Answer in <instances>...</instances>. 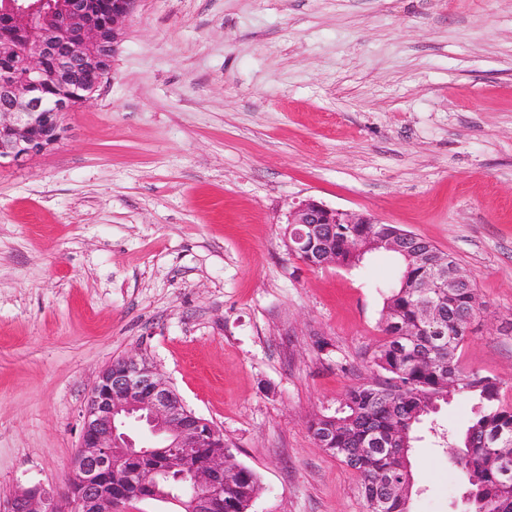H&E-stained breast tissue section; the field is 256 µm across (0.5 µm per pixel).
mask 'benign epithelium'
<instances>
[{
    "label": "benign epithelium",
    "mask_w": 512,
    "mask_h": 512,
    "mask_svg": "<svg viewBox=\"0 0 512 512\" xmlns=\"http://www.w3.org/2000/svg\"><path fill=\"white\" fill-rule=\"evenodd\" d=\"M138 0H113L107 22L92 16L87 0H3L0 12L25 32L14 48L20 65L0 72V166L21 165L63 138L64 116L74 110L76 89L88 100L110 71L102 52L117 49ZM43 87L53 89L49 98ZM370 214L331 208L315 199L288 211V250L310 269L337 266L325 260L316 240L336 239L338 224H376ZM143 424L149 438L138 442L129 424ZM224 437L184 403L156 365L139 353L106 365L81 416L79 445L67 492L58 497L38 489L17 492L8 512H120L128 503L112 474L141 488L145 499L171 503L180 512H224V482L234 456L206 444ZM149 453L155 464L124 467Z\"/></svg>",
    "instance_id": "1"
}]
</instances>
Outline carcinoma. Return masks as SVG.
Instances as JSON below:
<instances>
[{
    "label": "carcinoma",
    "instance_id": "cac0c4a2",
    "mask_svg": "<svg viewBox=\"0 0 512 512\" xmlns=\"http://www.w3.org/2000/svg\"><path fill=\"white\" fill-rule=\"evenodd\" d=\"M24 34L0 17V45L16 43ZM394 224H338L336 240L325 244L336 263L356 267L367 252H358L368 238L396 234ZM401 249L396 278L385 285L382 340L371 362L380 372L377 384L355 386L346 393L344 405L333 413L316 416L309 431L317 443L328 442L336 457L361 479L367 512H404L394 487L414 481L410 457L398 449L412 450L414 432L423 419L448 402L451 393L474 400L466 430L458 438L456 465L466 474L475 492L476 512L481 502L491 512H512V475L506 477L496 450L512 448V406L501 402V382L478 371L463 370L457 351L469 334L479 310L478 291L472 282L455 288H421L429 271L441 266L456 268L434 244L409 234L399 236ZM441 309L431 322L428 303ZM394 436L384 449L372 440ZM260 490L258 476L240 466L224 482V512L254 499Z\"/></svg>",
    "mask_w": 512,
    "mask_h": 512
}]
</instances>
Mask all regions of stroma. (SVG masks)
Segmentation results:
<instances>
[{
  "label": "stroma",
  "instance_id": "obj_1",
  "mask_svg": "<svg viewBox=\"0 0 512 512\" xmlns=\"http://www.w3.org/2000/svg\"><path fill=\"white\" fill-rule=\"evenodd\" d=\"M65 125L0 166L1 504L64 486L100 370L141 353L259 476L248 512H366L308 426L374 379L396 261L308 269L309 197L455 258L461 364L512 405V0H139ZM419 434L411 512H467Z\"/></svg>",
  "mask_w": 512,
  "mask_h": 512
}]
</instances>
